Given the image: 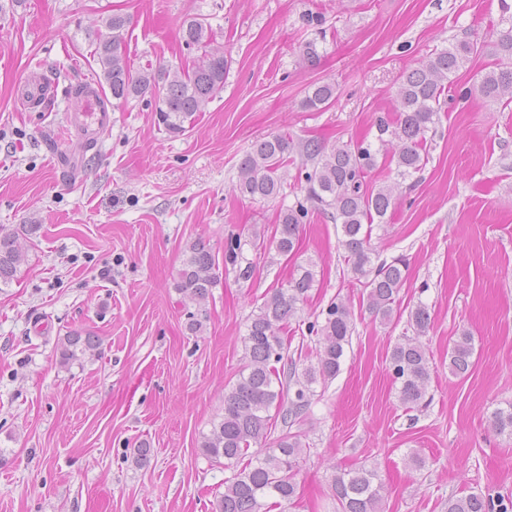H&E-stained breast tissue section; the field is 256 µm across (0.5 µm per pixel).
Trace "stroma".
I'll return each mask as SVG.
<instances>
[{
	"label": "stroma",
	"instance_id": "35a3bbf8",
	"mask_svg": "<svg viewBox=\"0 0 512 512\" xmlns=\"http://www.w3.org/2000/svg\"><path fill=\"white\" fill-rule=\"evenodd\" d=\"M310 11L323 14V30L304 26ZM114 12L131 18L136 72L191 63L197 51L181 29L192 16L206 17L224 46V89L185 135L158 127L148 96L112 108L90 150L66 124V89L103 80L85 32ZM501 15V0H26L0 13V227H39L20 278L0 285V512H215L233 471L200 442L238 377L250 314L293 268L254 254V278L223 275L194 335L176 289L188 246L200 238L223 254L228 238L273 230L280 209L303 198L296 152L285 196L240 195L238 165L255 142L373 135L376 117L397 107L401 74L455 38L481 48L461 76L471 90L443 105L426 166L397 182L371 236L375 262L407 260L402 319L369 313L367 280L352 273L328 215L314 213L300 234L297 259L317 262V282L288 323L289 357L314 350L306 327L331 300L350 307L355 331L340 373L315 384L293 426L306 446L300 496L271 512H338L332 478L362 464L378 467L383 512H447L449 496L470 493L512 499V438L489 422L512 404V105L474 88L497 59ZM310 40L321 54L312 66L299 61ZM33 72L56 91L27 109L14 86ZM316 82L333 84L334 98L304 109ZM420 304L431 380L411 408L389 355ZM75 330L100 345L61 366ZM464 330L475 353L462 378L448 370V349ZM142 443L151 455L139 465ZM413 452L424 466L409 462Z\"/></svg>",
	"mask_w": 512,
	"mask_h": 512
}]
</instances>
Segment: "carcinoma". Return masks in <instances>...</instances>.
<instances>
[{"instance_id": "carcinoma-1", "label": "carcinoma", "mask_w": 512, "mask_h": 512, "mask_svg": "<svg viewBox=\"0 0 512 512\" xmlns=\"http://www.w3.org/2000/svg\"><path fill=\"white\" fill-rule=\"evenodd\" d=\"M501 22L508 28L499 33L498 61L478 77V90L493 103H512V6L503 3ZM130 18L112 13L102 19V28L87 31L93 56L115 105L126 104L146 95L157 98L158 124L178 135L186 131L203 106L224 89L229 60L224 50L212 47L211 29L200 18L184 22L182 38L200 55L185 68L159 66L134 73L126 61L125 29ZM474 43L460 39L436 51L417 67L400 76L396 89L397 114L394 120L376 119L377 135L372 142L354 147H327L316 139L299 143V153L309 163L302 173L304 200L280 210L279 222L267 240L236 236L224 245V271L234 273L239 282L252 280L256 265L245 255V247L256 251L271 248L286 259L298 252L301 225L310 213L332 215L340 225L341 243L352 272L370 277L367 306L380 320L390 322L400 289L404 285L406 263L396 258L374 264L370 247L372 226L385 223L394 201L395 185L376 191L364 188L365 174L377 164L379 155L390 157L396 178L405 180L419 172L427 160L423 144L427 133L439 121L442 96L457 88L458 72L476 53ZM335 88L317 83L307 92L303 106L319 110L332 100ZM292 149L288 136L276 134L256 142L238 167L239 193L253 200H274L284 195L286 178L282 169ZM39 230L25 224L21 232L0 231V284L17 276L24 262L21 240ZM216 255L206 241L193 242L186 251L176 289L195 305L187 312V327L193 333L203 327L206 304L216 287ZM316 283L315 264H296L286 287L278 288L249 317L244 343V365L236 382L224 391V414L202 437L201 448L209 459L224 461V467L237 468L224 481V493L217 500L216 512H266V500L281 505L297 496L296 476L305 448L300 435L286 431L274 439L262 456L248 457L251 445L268 438L273 418L292 427L306 414L313 385L336 377L345 347L350 344L354 323L349 307L333 300L322 310V321L308 324L309 334L319 336L316 362L298 367L285 359L288 345L283 336L288 322L309 297ZM413 335L403 337L390 354L389 372L399 385L398 398L404 405L416 406L426 396L430 366L419 341L429 328L430 315L419 305L409 312ZM98 346L90 333L74 331L66 336L61 361L68 365L78 355ZM474 339L464 331L448 349V369L454 376L466 375L473 365ZM493 430L512 436V405L498 408L490 416ZM340 512H379L385 485L374 465L351 467L332 478ZM492 498L469 494L448 498V512H489Z\"/></svg>"}]
</instances>
